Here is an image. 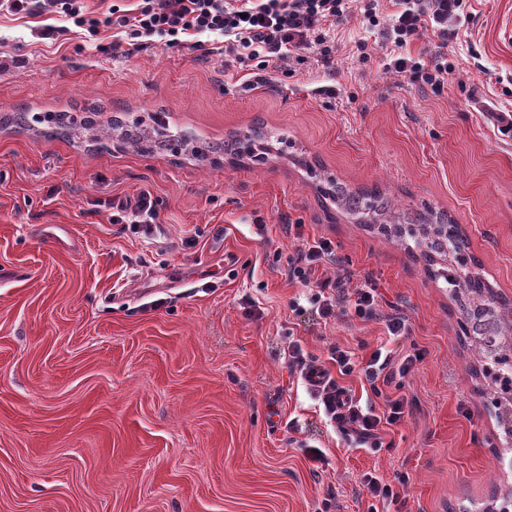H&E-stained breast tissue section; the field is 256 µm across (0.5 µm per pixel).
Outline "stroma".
<instances>
[{
  "mask_svg": "<svg viewBox=\"0 0 512 512\" xmlns=\"http://www.w3.org/2000/svg\"><path fill=\"white\" fill-rule=\"evenodd\" d=\"M136 2L86 0L97 32L55 41L37 36L48 16L0 9V113L159 118L188 138L153 155L94 130L0 127V512H367V472L407 477V512H492L512 444L443 277L455 256L426 264L320 190L375 184L402 210L448 214L512 303V138L485 118L512 111V0H468L439 92L388 70L382 27L357 15L336 27L331 63L309 56L270 85L218 37L208 56L159 36L103 54L110 5ZM259 122L266 138L242 154L211 153ZM144 190L159 224L113 223L110 200ZM321 236L353 286L377 282L375 317L293 311L305 288L288 257ZM394 313L408 324L396 349L424 358L373 453L325 424L288 346L322 365L335 345L361 359ZM308 448L324 453L319 473Z\"/></svg>",
  "mask_w": 512,
  "mask_h": 512,
  "instance_id": "stroma-1",
  "label": "stroma"
}]
</instances>
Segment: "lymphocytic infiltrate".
Instances as JSON below:
<instances>
[{"label":"lymphocytic infiltrate","instance_id":"1","mask_svg":"<svg viewBox=\"0 0 512 512\" xmlns=\"http://www.w3.org/2000/svg\"><path fill=\"white\" fill-rule=\"evenodd\" d=\"M8 12L34 15L47 9L72 20L79 28L97 29L100 20L87 11L85 0H0ZM395 11L381 15L380 0H140L136 8L117 15L122 30L108 49L112 52L140 50L143 39L165 37L171 49H190L209 55L206 38L214 34L224 39V53L241 63L255 62L258 70H287L290 60L317 55L330 62L333 48L329 31L342 23L353 7H360L372 24H385L390 44V69L408 75L411 81L435 89L444 88L452 72L448 64V24L464 13L466 0H394ZM431 28L439 48L429 59L415 58L407 46L423 28ZM336 261V249L327 238H317L298 246L288 258L289 280L309 286L307 301L321 319L353 313L360 318L374 317L379 304L376 284L366 283L351 290L344 277L329 274ZM292 363L302 379L321 401L330 424L358 447L378 451L384 444L386 427L405 417L408 399L392 394L396 378L406 377L421 357L399 354L378 347L356 365L350 351L332 347L331 368L315 365L299 344L291 346ZM361 372L381 406L361 405L341 377Z\"/></svg>","mask_w":512,"mask_h":512}]
</instances>
